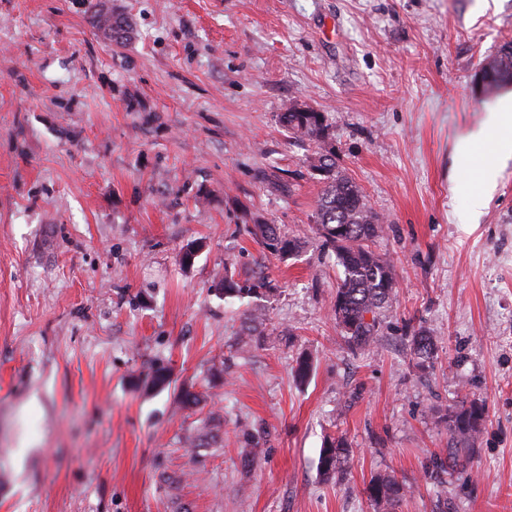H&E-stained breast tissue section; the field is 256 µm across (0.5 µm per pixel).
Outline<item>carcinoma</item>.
<instances>
[{
	"label": "carcinoma",
	"mask_w": 512,
	"mask_h": 512,
	"mask_svg": "<svg viewBox=\"0 0 512 512\" xmlns=\"http://www.w3.org/2000/svg\"><path fill=\"white\" fill-rule=\"evenodd\" d=\"M87 12L90 24L104 39L116 45L130 39L127 20L103 7L102 0H87ZM480 80L486 92L512 81V42L481 65ZM280 121L290 138L306 139L317 145L310 168L319 166L327 175L321 177L323 189L316 204L314 224L342 268L332 310L347 344L355 350H366L377 334L380 312L393 304L397 293L393 266L371 248L385 227L368 205L361 187L336 167L334 153L326 143L327 126L322 113L302 112L298 102L292 101L281 113ZM251 233L271 255L286 259L299 251L300 241L281 235L274 224L256 221ZM218 289L227 297L244 294L256 297L270 291L264 276L254 278L249 285H241L227 267ZM409 342L412 360L421 367L430 366L437 354L433 337L419 328L412 332ZM444 421L448 428V462L438 464L437 468L451 475L464 466L478 447L485 428V404L466 394L448 406ZM346 457L345 438L327 439L318 458L319 475L325 480L339 476ZM365 494L374 512H397L407 490L398 477L377 474L367 483Z\"/></svg>",
	"instance_id": "1"
}]
</instances>
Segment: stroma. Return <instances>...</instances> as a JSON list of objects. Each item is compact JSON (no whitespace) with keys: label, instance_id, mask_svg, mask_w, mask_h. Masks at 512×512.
<instances>
[{"label":"stroma","instance_id":"1","mask_svg":"<svg viewBox=\"0 0 512 512\" xmlns=\"http://www.w3.org/2000/svg\"><path fill=\"white\" fill-rule=\"evenodd\" d=\"M111 3L133 26L122 46L84 0H0V512H373L377 473L406 483L399 512H512V132L475 137L512 93L479 76L512 41V0ZM292 100L322 112L385 225L372 247L397 301L355 354L314 224L316 146L279 122ZM249 215L299 251L263 254ZM227 268L271 294L223 296ZM410 324L436 339L433 368L412 361ZM464 391L486 429L461 475L429 478ZM333 435L349 453L325 481ZM347 448V442L342 435L327 439L317 463V471L323 479L329 480L340 475L347 457Z\"/></svg>","mask_w":512,"mask_h":512}]
</instances>
